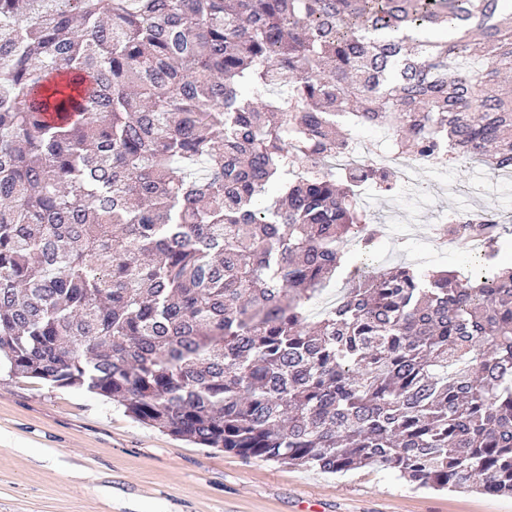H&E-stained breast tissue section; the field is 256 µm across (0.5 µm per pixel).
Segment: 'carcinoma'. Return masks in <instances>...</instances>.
Wrapping results in <instances>:
<instances>
[{"mask_svg": "<svg viewBox=\"0 0 512 512\" xmlns=\"http://www.w3.org/2000/svg\"><path fill=\"white\" fill-rule=\"evenodd\" d=\"M511 76L512 0H0V360L242 458L512 494L499 224L444 228L479 275L371 274L390 174L319 167L360 124L512 170ZM342 288H344L342 280L337 277L336 281H333L319 298L309 303L308 314L312 320H317V316L322 310L331 302L336 301V297L341 294Z\"/></svg>", "mask_w": 512, "mask_h": 512, "instance_id": "obj_1", "label": "carcinoma"}]
</instances>
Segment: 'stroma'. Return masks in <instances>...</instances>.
<instances>
[{"label":"stroma","instance_id":"35a3bbf8","mask_svg":"<svg viewBox=\"0 0 512 512\" xmlns=\"http://www.w3.org/2000/svg\"><path fill=\"white\" fill-rule=\"evenodd\" d=\"M429 209L402 237L391 234L394 205L412 195L378 197L371 215L381 235L373 265L434 254L433 269L472 272L476 253L442 247L427 230L468 199L501 216L512 246V173L494 187L454 166L427 176ZM0 512H512V495L471 487L416 488L388 470L329 474L197 448L126 415L84 388H52L0 367Z\"/></svg>","mask_w":512,"mask_h":512}]
</instances>
